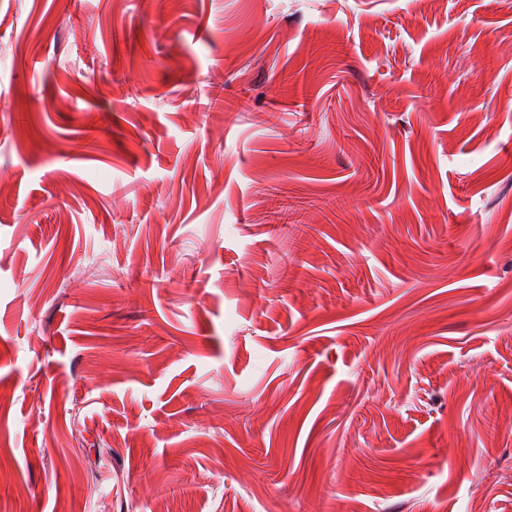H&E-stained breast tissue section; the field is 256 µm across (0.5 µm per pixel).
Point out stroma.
Segmentation results:
<instances>
[{
	"mask_svg": "<svg viewBox=\"0 0 512 512\" xmlns=\"http://www.w3.org/2000/svg\"><path fill=\"white\" fill-rule=\"evenodd\" d=\"M0 512H512V0H0Z\"/></svg>",
	"mask_w": 512,
	"mask_h": 512,
	"instance_id": "1",
	"label": "stroma"
}]
</instances>
